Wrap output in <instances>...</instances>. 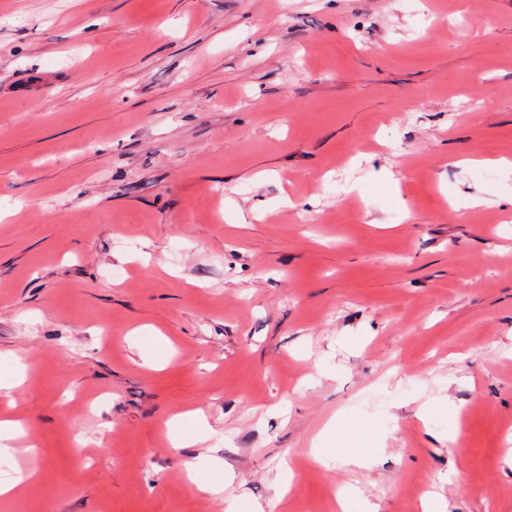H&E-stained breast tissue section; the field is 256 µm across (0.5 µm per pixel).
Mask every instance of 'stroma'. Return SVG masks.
I'll return each instance as SVG.
<instances>
[{
    "mask_svg": "<svg viewBox=\"0 0 512 512\" xmlns=\"http://www.w3.org/2000/svg\"><path fill=\"white\" fill-rule=\"evenodd\" d=\"M501 156L512 0H0V512H512ZM171 422H175L176 427L181 426L184 430L190 431L189 434L183 432L172 438L175 447L196 446L214 433L201 410L186 411L174 416L168 424L170 425ZM203 462L205 469L202 467ZM186 466L194 481L197 482L199 490L211 496L219 495L224 490L225 482L230 480L229 474L224 468V460L213 455H199L193 461L187 462ZM213 472L222 474L224 484L222 479L208 480L205 478L206 474Z\"/></svg>",
    "mask_w": 512,
    "mask_h": 512,
    "instance_id": "35a3bbf8",
    "label": "stroma"
}]
</instances>
